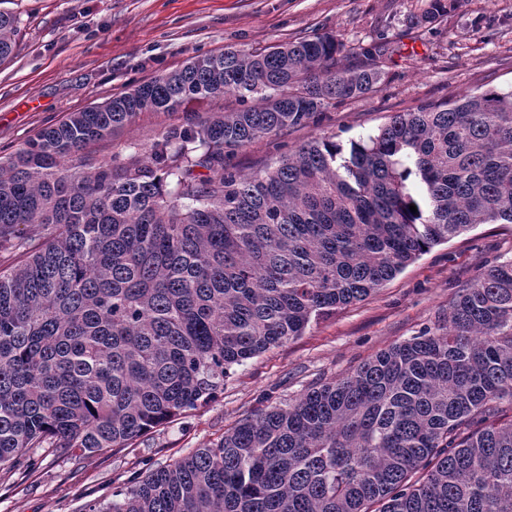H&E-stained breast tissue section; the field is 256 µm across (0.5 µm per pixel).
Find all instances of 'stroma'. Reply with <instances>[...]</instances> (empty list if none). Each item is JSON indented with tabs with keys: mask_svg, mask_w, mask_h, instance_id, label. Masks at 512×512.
I'll return each instance as SVG.
<instances>
[{
	"mask_svg": "<svg viewBox=\"0 0 512 512\" xmlns=\"http://www.w3.org/2000/svg\"><path fill=\"white\" fill-rule=\"evenodd\" d=\"M18 20L10 58L0 64V155L68 113L104 102L192 58L225 48L265 47L330 33L360 64V49L387 36L379 90L336 101L306 127L263 139L231 162L249 174L311 139L346 141L388 115L451 94L512 85V0H456L426 25L413 18L428 0H5ZM182 114H144L94 149L97 161L146 151ZM512 259V224H481L433 247L366 300L311 324L302 336L233 367L208 405L130 441L88 456L30 451L28 465L0 472V512H86L148 474L219 441L266 405H287L341 379L377 353L443 325L459 288Z\"/></svg>",
	"mask_w": 512,
	"mask_h": 512,
	"instance_id": "obj_1",
	"label": "stroma"
}]
</instances>
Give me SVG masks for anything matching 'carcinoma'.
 Masks as SVG:
<instances>
[{
    "instance_id": "obj_1",
    "label": "carcinoma",
    "mask_w": 512,
    "mask_h": 512,
    "mask_svg": "<svg viewBox=\"0 0 512 512\" xmlns=\"http://www.w3.org/2000/svg\"><path fill=\"white\" fill-rule=\"evenodd\" d=\"M17 32L0 10V62ZM386 46L360 67L339 65L332 34L198 56L0 156V254L22 258L0 272V471L32 448H124L433 246L512 224V88L395 113L347 144L325 135L249 175L229 164L377 91ZM228 93L262 105L169 125L143 154L90 155L145 112ZM506 402L512 260L462 286L436 330L88 512H512Z\"/></svg>"
}]
</instances>
